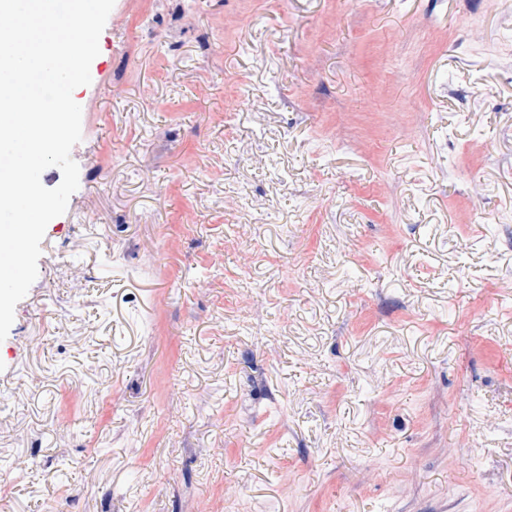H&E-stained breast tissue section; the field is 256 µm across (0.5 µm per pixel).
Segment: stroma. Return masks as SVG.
<instances>
[{
	"mask_svg": "<svg viewBox=\"0 0 512 512\" xmlns=\"http://www.w3.org/2000/svg\"><path fill=\"white\" fill-rule=\"evenodd\" d=\"M99 49L0 512H512V0H115Z\"/></svg>",
	"mask_w": 512,
	"mask_h": 512,
	"instance_id": "stroma-1",
	"label": "stroma"
}]
</instances>
